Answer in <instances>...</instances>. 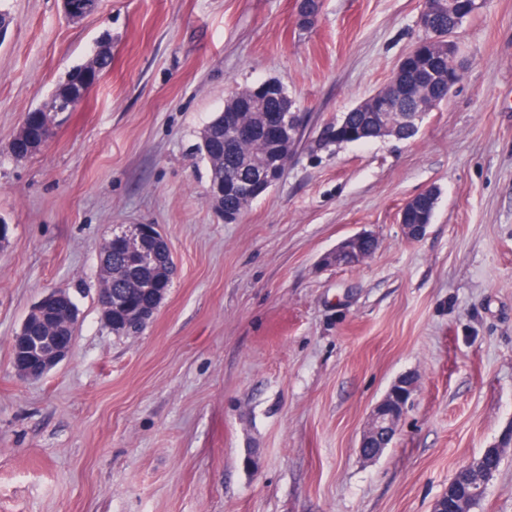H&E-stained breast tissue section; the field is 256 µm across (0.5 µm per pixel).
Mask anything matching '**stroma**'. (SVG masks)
I'll return each instance as SVG.
<instances>
[{
	"mask_svg": "<svg viewBox=\"0 0 512 512\" xmlns=\"http://www.w3.org/2000/svg\"><path fill=\"white\" fill-rule=\"evenodd\" d=\"M423 0H0V512H433L512 427V0L455 40L463 78L417 134L321 146L423 36ZM109 37L112 68L51 143L6 147ZM281 84L305 132L235 222L207 205L201 130L233 92ZM440 192L425 235L398 210ZM156 224L177 273L153 322L115 336L97 304L113 225ZM360 232L371 256L327 255ZM65 287L69 357L11 365L33 305ZM418 392L381 456L359 453L402 375ZM474 512H512V447ZM426 199H431L434 202H436L437 193L430 189L420 192L417 195H415L414 197H412L411 199L407 200L399 210V213H398L399 224H401V226L403 227V229L405 231V234L410 239L416 240V239H419L420 237H422L425 234L428 226L431 224V221L427 222L426 224H416L417 223L416 215H407L406 216V224H405L404 216L409 210L414 208L419 201L426 200Z\"/></svg>",
	"mask_w": 512,
	"mask_h": 512,
	"instance_id": "1",
	"label": "stroma"
}]
</instances>
